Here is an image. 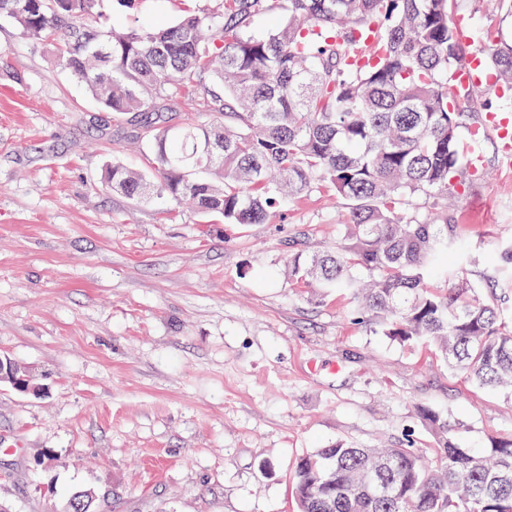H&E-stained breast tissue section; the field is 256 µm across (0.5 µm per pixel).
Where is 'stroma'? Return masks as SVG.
Segmentation results:
<instances>
[{
  "mask_svg": "<svg viewBox=\"0 0 512 512\" xmlns=\"http://www.w3.org/2000/svg\"><path fill=\"white\" fill-rule=\"evenodd\" d=\"M218 0H131L107 26L149 28ZM124 118L0 19V355L40 394L0 384V505L65 512H296V460L344 438L395 445L428 433L430 405L463 445L512 434V406L451 374L432 346L357 320V302L300 287L288 256L339 242L342 200L322 187L266 224L143 204L105 186L140 170ZM484 173L448 196L470 281L512 234V168L494 138Z\"/></svg>",
  "mask_w": 512,
  "mask_h": 512,
  "instance_id": "1",
  "label": "stroma"
}]
</instances>
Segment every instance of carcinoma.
<instances>
[{
  "label": "carcinoma",
  "instance_id": "1",
  "mask_svg": "<svg viewBox=\"0 0 512 512\" xmlns=\"http://www.w3.org/2000/svg\"><path fill=\"white\" fill-rule=\"evenodd\" d=\"M103 2L0 0V18L52 45L57 65L104 111L137 128L152 166L112 162V189L169 207L190 200L226 224H267L329 185L345 201L343 238L289 255L290 275L352 296L383 335L431 343L450 372L512 401V274L480 300L449 263L448 207L425 219L409 212L414 196L444 201L469 172L457 101L512 91V43L477 45L494 83L466 88L454 79L468 64L457 0H221L217 14L143 29L104 26ZM273 9L272 29L249 31ZM188 89L219 120L158 126ZM416 413L432 439L425 450L338 439L302 455L297 512H512V434L464 448L446 413ZM92 504L75 492L69 512Z\"/></svg>",
  "mask_w": 512,
  "mask_h": 512
}]
</instances>
